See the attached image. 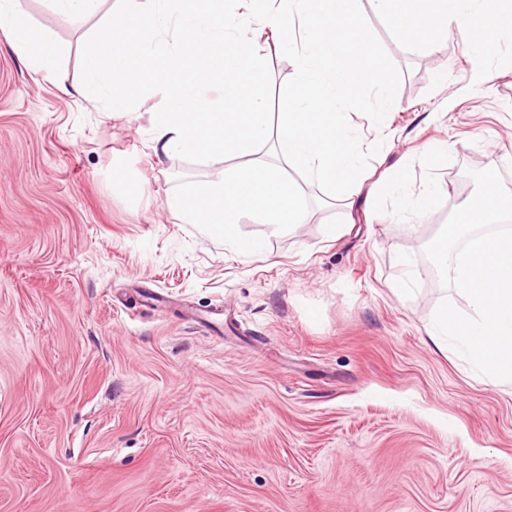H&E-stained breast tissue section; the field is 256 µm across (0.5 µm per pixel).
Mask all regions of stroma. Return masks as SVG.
<instances>
[{"label": "stroma", "instance_id": "obj_1", "mask_svg": "<svg viewBox=\"0 0 512 512\" xmlns=\"http://www.w3.org/2000/svg\"><path fill=\"white\" fill-rule=\"evenodd\" d=\"M22 4L78 81L116 0L81 19ZM365 17L402 79L384 125L349 122L382 144L374 177L406 168L414 192L439 186L435 205L387 199L350 225L299 175L303 224L241 218L265 240L249 258L166 206L177 180L237 160L156 158L160 94L110 114L0 34V512H512V387L428 339L442 300L469 306L424 254L472 198L470 171L512 191V33L482 82L465 32L422 54Z\"/></svg>", "mask_w": 512, "mask_h": 512}]
</instances>
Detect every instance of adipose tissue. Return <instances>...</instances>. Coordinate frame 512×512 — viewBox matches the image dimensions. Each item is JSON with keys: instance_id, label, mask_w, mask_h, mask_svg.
<instances>
[{"instance_id": "ef3b65f1", "label": "adipose tissue", "mask_w": 512, "mask_h": 512, "mask_svg": "<svg viewBox=\"0 0 512 512\" xmlns=\"http://www.w3.org/2000/svg\"><path fill=\"white\" fill-rule=\"evenodd\" d=\"M392 31L409 47L440 50L452 26H467L477 73L501 33L512 31V0H368Z\"/></svg>"}]
</instances>
